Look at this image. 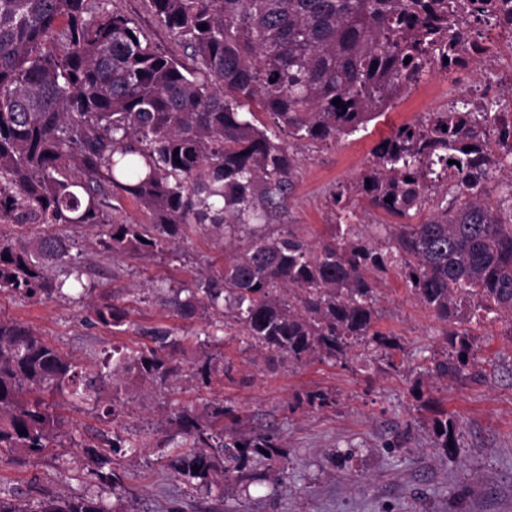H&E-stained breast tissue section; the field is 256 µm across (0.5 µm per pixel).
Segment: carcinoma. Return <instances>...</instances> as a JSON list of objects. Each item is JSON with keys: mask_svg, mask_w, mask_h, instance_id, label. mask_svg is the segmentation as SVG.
I'll return each mask as SVG.
<instances>
[{"mask_svg": "<svg viewBox=\"0 0 512 512\" xmlns=\"http://www.w3.org/2000/svg\"><path fill=\"white\" fill-rule=\"evenodd\" d=\"M149 3L192 64L153 45L112 0H97L95 12L88 0H0V224L53 228L36 253L0 232V292L52 299L84 286L85 269L68 260L72 226L99 224L105 252L147 259L195 226L231 238L268 223L297 164L255 112L294 141L350 136L419 81L430 49L446 39L455 51L448 0ZM485 121L484 112H433L378 143L355 189L402 219L386 225L388 246L373 247L348 224L330 225L315 243L291 229L255 234L165 302L183 319L223 315L234 336L282 359L343 363L356 346L388 359L401 344L377 328L370 275L396 269L445 325L427 372L439 382L483 380L470 323L500 322L512 336V178L492 203L487 190L498 168L512 166V145L474 165L466 131ZM445 180L447 195L427 216L404 223ZM121 196L149 223L109 217V200ZM94 315L118 333L128 311L105 298ZM147 337L151 345L114 346L89 369L1 318L0 449L38 456L56 447L57 410L75 403L118 420L124 379L162 385L176 375L181 340L166 328ZM106 383L112 398L102 405ZM231 414L222 403L173 413L181 441L169 466L186 486L238 484L281 457L274 434L224 425ZM431 429L445 453L459 447L448 412H435ZM107 443L108 453L83 445L95 457V490L34 505L0 490V512H118L102 498L124 485L113 457L147 443L117 433Z\"/></svg>", "mask_w": 512, "mask_h": 512, "instance_id": "1", "label": "carcinoma"}]
</instances>
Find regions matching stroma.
Returning <instances> with one entry per match:
<instances>
[{
  "mask_svg": "<svg viewBox=\"0 0 512 512\" xmlns=\"http://www.w3.org/2000/svg\"><path fill=\"white\" fill-rule=\"evenodd\" d=\"M459 85L429 71L365 130L320 144L290 143L297 160L295 188L280 222L308 241L345 219L373 246L387 244L379 227L390 215L370 206L353 186L384 137L403 124L447 110L460 99ZM352 193L344 206L334 197ZM99 230L73 227L70 257L86 267V298L50 300L0 293V318L32 329L49 345L84 364L101 360L112 345L144 344L152 327L182 339L179 367L167 384L127 381L120 422L103 419L92 406L62 408L60 447L39 457L0 453V488L70 496L89 489L93 461L83 446L118 432L150 440V447L121 460L125 474L117 512H512V337L498 323L474 325L484 382H435L424 369L443 345V326L410 292L398 272L375 276L380 296L378 327L397 336L393 363L365 353L339 364L311 359L301 364L270 360L267 353L232 337L212 353L210 382L196 375L199 339L217 329L212 317L176 316L165 303L168 288H191L199 271L221 267L224 241L197 230L151 259L112 257L98 246ZM114 297L129 311L122 332L96 324L93 303ZM230 375H223L224 367ZM440 400L458 423L459 447L447 454L436 445L422 399ZM324 392L332 402L309 406L304 397ZM224 402L248 431L271 427L282 446L286 474L225 487L217 494L187 488L170 470L171 449L155 444L173 434L168 420L179 408L203 411Z\"/></svg>",
  "mask_w": 512,
  "mask_h": 512,
  "instance_id": "stroma-1",
  "label": "stroma"
}]
</instances>
